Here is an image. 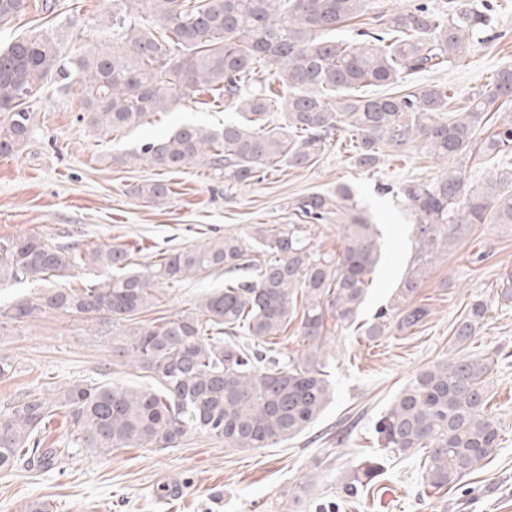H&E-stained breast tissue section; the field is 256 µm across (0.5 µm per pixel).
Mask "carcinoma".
<instances>
[{
  "label": "carcinoma",
  "instance_id": "carcinoma-1",
  "mask_svg": "<svg viewBox=\"0 0 512 512\" xmlns=\"http://www.w3.org/2000/svg\"><path fill=\"white\" fill-rule=\"evenodd\" d=\"M111 42L63 53L55 36L20 38L0 49V154L22 148L34 134L29 102L49 81L76 94L92 135L145 123L205 92L213 106L239 118L222 126L186 124L143 143L120 162H147L181 171L190 166L224 170L248 183L286 161L314 164L337 131L346 153L364 171L384 152L417 146L435 159L490 157L479 187L464 172L407 181L396 195L416 220L417 258L399 282L395 304L366 325L376 338L406 334L428 310L410 302L423 281L421 268L451 248L476 224L512 230V113L492 119L495 103H512V66L494 72L467 106L448 111L446 84L416 87L410 77L469 52L488 16L476 0H463L446 16L425 3L399 12L377 0H118ZM30 0H0V26L24 14ZM150 9L152 21L142 16ZM371 15V31L354 42L331 33ZM387 88L384 95L367 87ZM274 112L283 123L270 126ZM172 190L164 180L140 183L132 194L160 203ZM302 217L336 219L341 251L319 253L300 227L257 224L251 243L217 235L206 243L160 249L157 260L136 268L129 249H80L36 235L0 239V283L44 280L78 267L98 270L81 289L45 288L11 313L18 323L49 309L71 313L112 333V347L152 385L112 386L74 381L51 395L29 391L0 410V472L19 466L50 470L75 448L109 454L114 448L176 446L189 432L229 448H274L309 428L332 399L326 371L325 325L331 316L353 325L379 258V230L346 185L297 199ZM268 256L260 264L250 251ZM222 271L224 287L205 293L195 308L146 323L160 304L158 285ZM488 305L475 300L453 326L461 348L476 336ZM299 320L304 355L281 359L274 341ZM491 360L444 358L419 371L375 424L378 446L394 455L425 450L423 480L451 490L500 444L501 423L488 408ZM62 418L63 434L46 443L48 426ZM380 463L366 459L341 483L342 497L374 486Z\"/></svg>",
  "mask_w": 512,
  "mask_h": 512
}]
</instances>
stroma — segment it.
Returning a JSON list of instances; mask_svg holds the SVG:
<instances>
[{"mask_svg": "<svg viewBox=\"0 0 512 512\" xmlns=\"http://www.w3.org/2000/svg\"><path fill=\"white\" fill-rule=\"evenodd\" d=\"M53 10L29 9L0 27V48L23 36L56 34L65 52L111 39L113 0H52ZM492 27L463 62L414 75L417 85L447 84L452 108L466 106L493 72L512 65V0H486ZM37 128L24 149L0 155V238L38 233L69 243L80 230L81 244H120L134 261H150L160 248L207 241L213 234L248 237L253 225L302 224L314 250L336 253L335 222L303 221L293 204L302 195L349 185L381 232V261L357 323L328 321L329 370L334 399L322 416L296 438L274 448L239 450L204 434L188 433L173 448H117L100 456L90 450L62 460L52 470L22 467L0 472V512H29L43 502L50 512H286L301 487L337 500L339 483L361 458L376 455L374 424L395 394L420 370L454 354L451 327L466 304L487 303L485 323L468 350L491 357L490 405L503 431L497 451L460 485L435 492L422 481L423 454L387 456L385 471L348 512H512V304L497 297L503 273L512 271V231L479 224L449 251L435 257L413 295L429 316L411 333L371 340L361 326L389 306L394 290L416 253L415 220L393 193L410 180L438 177L444 164L414 147L385 156L378 169L355 168L332 135L311 167L262 173L236 184L223 171L197 167L181 172L122 163V156L185 122L213 126L233 119L199 100H185L150 115L135 129L104 138L91 135L80 119L78 100L48 83L32 102ZM162 179L173 193L148 204L130 190ZM84 267L62 277L0 285V309L37 297L46 288H80L94 279ZM224 275L189 278L166 288L165 315L192 308ZM0 357L16 372L0 380V409L32 389L54 392L71 381L93 378L113 384L138 382V370L112 362V338L75 316L51 310L0 329ZM327 458L317 469L313 460Z\"/></svg>", "mask_w": 512, "mask_h": 512, "instance_id": "stroma-1", "label": "stroma"}]
</instances>
